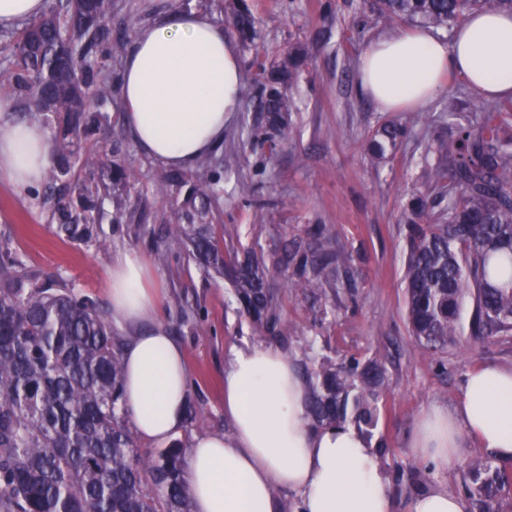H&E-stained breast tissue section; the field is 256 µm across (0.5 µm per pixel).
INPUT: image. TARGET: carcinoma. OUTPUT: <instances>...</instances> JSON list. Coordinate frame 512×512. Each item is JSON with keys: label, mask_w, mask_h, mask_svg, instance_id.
<instances>
[{"label": "carcinoma", "mask_w": 512, "mask_h": 512, "mask_svg": "<svg viewBox=\"0 0 512 512\" xmlns=\"http://www.w3.org/2000/svg\"><path fill=\"white\" fill-rule=\"evenodd\" d=\"M390 21L413 20L448 29L476 11L512 12V0H375ZM229 24L245 42L257 36V19L244 0H225ZM112 0H62L61 9L29 22L0 44L7 67L0 72L33 117L60 114L50 182L73 179L80 134L99 130L103 112H89L85 97L110 70L126 37L112 38ZM258 109L266 127L259 143L278 148L292 103L285 84L299 66L291 53L278 61L255 60ZM484 120L460 124L441 150L436 175L448 172V213L429 224L417 219L433 209L423 194L409 204L404 225L406 318L418 346L436 351L455 342L466 299L474 302L469 325L477 339L512 333V103L486 100ZM403 130L385 127L372 144L376 154L394 146ZM84 193L79 202H54V232L89 242L98 218ZM226 228L178 224L171 243L206 269L224 270ZM340 256L321 242L284 245L273 262L293 268L297 289L329 285ZM268 265L251 251L232 265L242 310L261 338L288 336L267 288ZM124 339L112 316L62 279L27 270L22 256L0 244V512H193L184 484L185 448L175 443L144 456L124 409ZM373 365L336 366L324 361L308 407L314 426L352 419L373 436L380 413ZM470 496L492 512L494 492L509 476L487 461L469 467Z\"/></svg>", "instance_id": "cac0c4a2"}]
</instances>
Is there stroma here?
Masks as SVG:
<instances>
[{"mask_svg": "<svg viewBox=\"0 0 512 512\" xmlns=\"http://www.w3.org/2000/svg\"><path fill=\"white\" fill-rule=\"evenodd\" d=\"M258 20V36L237 45L242 68V110L217 149L223 192L210 202L211 223L233 229L225 250L240 256L258 250L275 256L284 240H304L323 225L328 249L346 256L337 286L290 288L291 273L271 271L267 284L289 327L285 349L300 374L313 379L321 358L338 364L375 363L384 371L378 388L379 427L371 443L389 478L394 512H406L421 485L447 486L464 496L471 462L486 458L472 447L450 469L417 463L407 446L422 408L453 405L466 372L477 365L512 367V334L469 339L470 312H463L457 344L437 352L417 348L405 319V255L401 226L407 203L430 193L434 209L448 208L447 178L436 177L425 157L453 136L456 123H477L482 97L463 78L420 112H382L358 90L355 64L374 35L392 28L370 0H247ZM305 48L288 93L291 129L275 154L261 148L255 129L264 120L257 109L260 89L253 80L255 56L279 59ZM404 133L381 157L369 151L384 126ZM81 153L101 165H76L79 184L98 188L103 218L99 240L59 238L51 220L53 202L45 187L19 196L0 181V239H8L37 273L61 277L101 305H108V272L117 252L151 263L160 294V321L182 348L190 370L189 402L200 408V425L184 424L179 441L197 433H230L224 417V366L233 349L257 344L252 320L244 314L225 274L202 271L179 249L169 248L168 228L185 214L189 184L163 190L160 167L128 138L111 142L95 133L82 138ZM120 152L129 178L112 180L108 160ZM248 193H241V184ZM169 248L160 264L156 251Z\"/></svg>", "mask_w": 512, "mask_h": 512, "instance_id": "obj_1", "label": "stroma"}]
</instances>
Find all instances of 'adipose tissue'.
Returning a JSON list of instances; mask_svg holds the SVG:
<instances>
[{
	"mask_svg": "<svg viewBox=\"0 0 512 512\" xmlns=\"http://www.w3.org/2000/svg\"><path fill=\"white\" fill-rule=\"evenodd\" d=\"M142 11L122 65V125L155 164L186 170L222 144L240 112V62L223 26L203 11L179 9L173 0H144ZM452 75L485 97L512 99V13L470 14L449 43L423 27L387 30L356 63L359 91L384 112L424 108ZM10 111L0 100V180L23 194L41 183L53 141L42 123ZM153 279L138 257L114 256L113 317L152 326L124 350L125 408L139 438L157 443L182 428L189 375L180 347L156 325ZM309 400L307 382L284 351L235 349L224 366L231 433L194 435L186 450L194 512H281L282 492L297 495V512H393L375 448L346 422L311 427ZM471 444L512 461V367L470 369L457 402L422 409L408 439L416 459L442 468Z\"/></svg>",
	"mask_w": 512,
	"mask_h": 512,
	"instance_id": "1",
	"label": "adipose tissue"
}]
</instances>
